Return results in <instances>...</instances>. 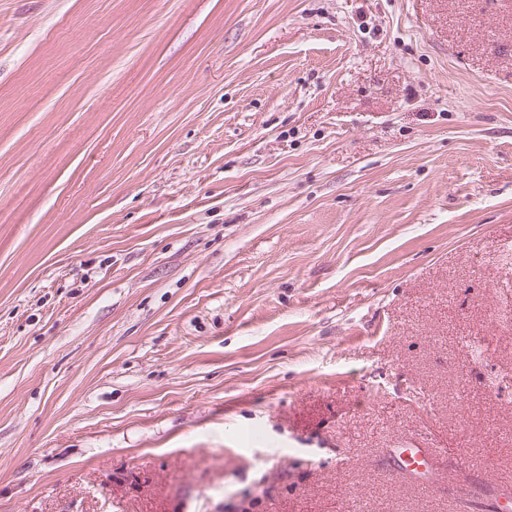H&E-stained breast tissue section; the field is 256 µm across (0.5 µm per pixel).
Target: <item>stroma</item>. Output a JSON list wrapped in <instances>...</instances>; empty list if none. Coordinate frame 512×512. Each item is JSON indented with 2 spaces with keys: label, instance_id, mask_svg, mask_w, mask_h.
<instances>
[{
  "label": "stroma",
  "instance_id": "stroma-1",
  "mask_svg": "<svg viewBox=\"0 0 512 512\" xmlns=\"http://www.w3.org/2000/svg\"><path fill=\"white\" fill-rule=\"evenodd\" d=\"M508 297L512 0H0V512L512 492ZM443 451V448L426 446L425 439H415L408 448H399L397 451L400 458V467L411 468L414 472L423 476L422 488L429 497H433L444 476L436 469H429L428 465Z\"/></svg>",
  "mask_w": 512,
  "mask_h": 512
}]
</instances>
